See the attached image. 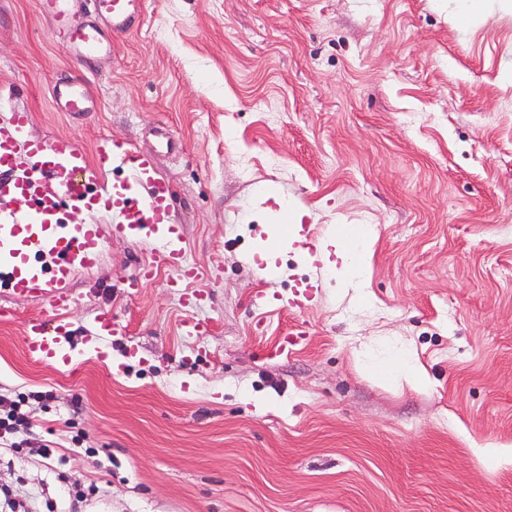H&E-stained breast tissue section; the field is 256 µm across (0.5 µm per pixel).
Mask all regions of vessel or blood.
<instances>
[{
    "instance_id": "obj_1",
    "label": "vessel or blood",
    "mask_w": 512,
    "mask_h": 512,
    "mask_svg": "<svg viewBox=\"0 0 512 512\" xmlns=\"http://www.w3.org/2000/svg\"><path fill=\"white\" fill-rule=\"evenodd\" d=\"M141 0H97V18L88 20L76 0H38L40 13L64 36L67 52L77 58L110 54L117 35L133 28ZM59 111L80 117L88 110L87 87L55 89ZM31 116L17 111L0 122V288L41 295L55 307L68 304L65 288L73 274L91 267L105 248L98 225L65 224L62 202L78 209L110 214L119 232L158 240L173 270L183 264L180 239L169 222L171 190L158 176L154 154L139 152L120 138L100 139L93 154L71 138L35 139ZM121 179L104 185V173ZM63 325L47 328L42 319L25 324L32 356L70 364L63 354Z\"/></svg>"
}]
</instances>
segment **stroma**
<instances>
[{"label":"stroma","mask_w":512,"mask_h":512,"mask_svg":"<svg viewBox=\"0 0 512 512\" xmlns=\"http://www.w3.org/2000/svg\"><path fill=\"white\" fill-rule=\"evenodd\" d=\"M457 7L142 0L84 61L37 0H0V117L155 152L193 273L172 287L156 242L65 207L107 244L67 307L0 292V400L34 416L0 490L55 512L76 481L81 512H512V0L463 25ZM62 81L90 89L83 120L56 109ZM284 203L301 238L273 244ZM340 224L377 232L358 287L317 258ZM103 308L119 332L95 343ZM33 317L66 322L72 372L25 352ZM404 349L421 379L377 377Z\"/></svg>","instance_id":"stroma-1"}]
</instances>
